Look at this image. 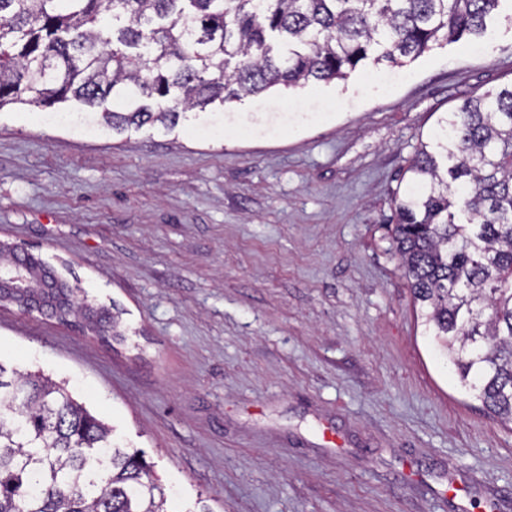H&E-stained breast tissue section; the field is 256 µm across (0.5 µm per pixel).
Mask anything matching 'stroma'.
Segmentation results:
<instances>
[{
  "label": "stroma",
  "mask_w": 512,
  "mask_h": 512,
  "mask_svg": "<svg viewBox=\"0 0 512 512\" xmlns=\"http://www.w3.org/2000/svg\"><path fill=\"white\" fill-rule=\"evenodd\" d=\"M483 38L117 134L0 110V241L114 335L0 302V361L68 380L185 512H512V428L454 385L391 251L419 143L512 83ZM58 292L53 298L55 302L58 303V305L66 306L68 314L71 312H78L84 310V317H89L94 323L101 324V325H109L112 324V330L115 328V324L112 320V316L107 310L100 309L96 310L94 313H91L90 310H87L83 306H78L76 309H74V303L68 300V294L66 291L68 288H57ZM88 313V315H87Z\"/></svg>",
  "instance_id": "obj_1"
}]
</instances>
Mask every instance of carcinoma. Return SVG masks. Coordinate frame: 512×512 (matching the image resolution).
Instances as JSON below:
<instances>
[{
	"instance_id": "1",
	"label": "carcinoma",
	"mask_w": 512,
	"mask_h": 512,
	"mask_svg": "<svg viewBox=\"0 0 512 512\" xmlns=\"http://www.w3.org/2000/svg\"><path fill=\"white\" fill-rule=\"evenodd\" d=\"M501 0H0V110L75 101L117 133L479 37ZM112 107H107V104ZM394 257L459 388L512 424V85L415 148ZM109 325L104 309L74 307ZM159 479L65 380L0 363V512H168Z\"/></svg>"
}]
</instances>
